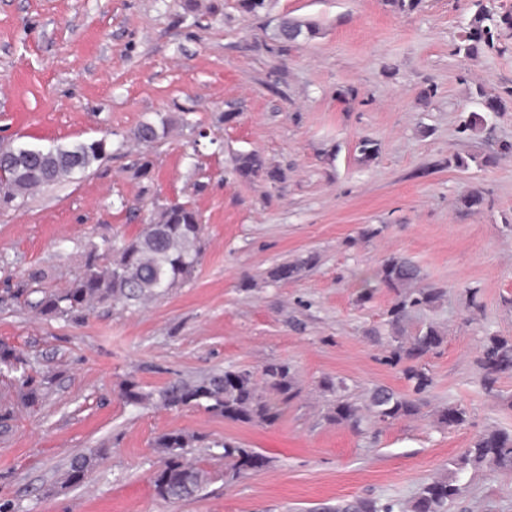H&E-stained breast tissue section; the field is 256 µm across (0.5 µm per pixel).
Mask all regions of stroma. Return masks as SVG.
<instances>
[{
	"label": "stroma",
	"mask_w": 512,
	"mask_h": 512,
	"mask_svg": "<svg viewBox=\"0 0 512 512\" xmlns=\"http://www.w3.org/2000/svg\"><path fill=\"white\" fill-rule=\"evenodd\" d=\"M315 25L288 52L269 38L279 17ZM471 0H420L396 12L384 0H270L243 14L238 0H0V148L105 140L106 156L0 210V344L26 360L39 402L0 421V504L10 512H314L356 497L410 500L488 429L512 431V374L485 390L476 363L486 334L512 336V37L506 51L455 55ZM504 95L492 131H458L478 90ZM355 92L350 103L342 91ZM170 117L169 136L146 146L142 123ZM367 137L378 157L360 160ZM258 151L280 169L271 184L243 179L232 159ZM154 167L134 179L142 155ZM466 160L463 168L449 158ZM482 193L475 210L461 197ZM191 203L203 256L190 282L141 305L115 302L65 320L39 313L16 290L41 272L66 287L80 259L107 239L137 235L156 206ZM376 236H366V229ZM402 255L445 294L417 321L445 343L425 357L433 379L415 419L328 421L341 379L357 401L377 386L410 388L388 362L380 283ZM300 259L294 278L271 268ZM369 300H361L364 285ZM482 310L471 314L468 289ZM274 361L297 371L300 395L270 425L190 405L130 403L136 384L169 382ZM451 404L467 424L436 422ZM194 435L209 476L192 498L154 490L156 438ZM255 449L267 465L224 479L221 441ZM94 455L79 485L63 478ZM452 512H512V473L483 468Z\"/></svg>",
	"instance_id": "obj_1"
}]
</instances>
